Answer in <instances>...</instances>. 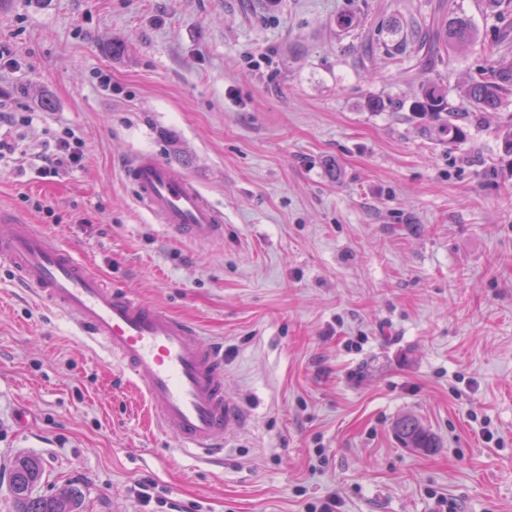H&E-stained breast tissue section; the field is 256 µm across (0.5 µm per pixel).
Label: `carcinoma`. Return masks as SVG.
I'll list each match as a JSON object with an SVG mask.
<instances>
[{
	"instance_id": "1",
	"label": "carcinoma",
	"mask_w": 512,
	"mask_h": 512,
	"mask_svg": "<svg viewBox=\"0 0 512 512\" xmlns=\"http://www.w3.org/2000/svg\"><path fill=\"white\" fill-rule=\"evenodd\" d=\"M443 12L433 19L421 36L423 54L418 64L434 66L442 52L473 43L478 33L471 21L442 0ZM512 93V62L496 61L489 68L473 73L463 87L465 98L473 111L459 112L448 102V90L439 82L422 85L420 94L411 104V112L429 120L428 133L448 149H453L467 138L466 128L483 119L486 112H496L503 98ZM395 437L406 448L430 453L438 447L437 439L418 418L406 414L393 425ZM43 479L40 461L20 454L9 465L8 491L15 504V512H77L79 492L66 489L54 495H39L37 489Z\"/></svg>"
}]
</instances>
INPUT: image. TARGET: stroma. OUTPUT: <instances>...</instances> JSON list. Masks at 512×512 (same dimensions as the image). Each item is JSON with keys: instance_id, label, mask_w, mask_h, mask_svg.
<instances>
[{"instance_id": "obj_1", "label": "stroma", "mask_w": 512, "mask_h": 512, "mask_svg": "<svg viewBox=\"0 0 512 512\" xmlns=\"http://www.w3.org/2000/svg\"><path fill=\"white\" fill-rule=\"evenodd\" d=\"M455 5L480 39L426 73L413 36L438 0H0L19 61L0 100L43 115L18 136L38 146L62 123L84 142L56 178L0 168V207L192 320L251 413L222 465L184 457L1 265L0 512L20 453L44 468L39 493L78 488L79 512H137L145 477L146 512H309L330 494L336 512H512V155L496 136L512 95L452 150L408 109L435 78L470 111L486 40L512 60V20ZM142 152L218 205L222 242L174 241L136 205L123 168ZM405 414L435 453L398 444Z\"/></svg>"}]
</instances>
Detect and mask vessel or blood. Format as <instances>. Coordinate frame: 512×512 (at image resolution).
Instances as JSON below:
<instances>
[{
	"instance_id": "obj_1",
	"label": "vessel or blood",
	"mask_w": 512,
	"mask_h": 512,
	"mask_svg": "<svg viewBox=\"0 0 512 512\" xmlns=\"http://www.w3.org/2000/svg\"><path fill=\"white\" fill-rule=\"evenodd\" d=\"M137 206L180 241L217 242L224 213L191 179L152 154L124 167ZM0 264L21 287L72 325L144 394L153 424L184 455L205 461L245 429L247 410L227 396L224 349L191 322L109 284L73 250L37 231L27 217L0 209Z\"/></svg>"
}]
</instances>
